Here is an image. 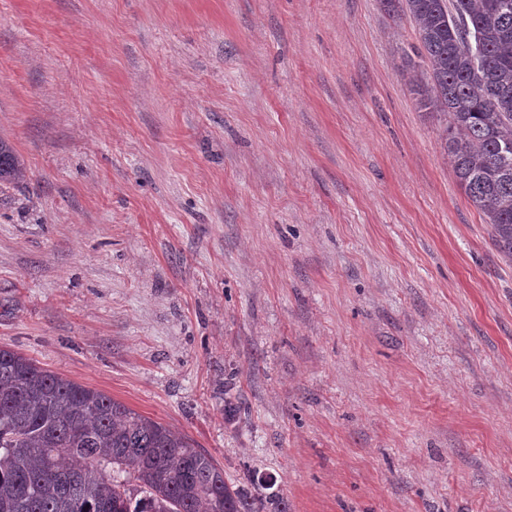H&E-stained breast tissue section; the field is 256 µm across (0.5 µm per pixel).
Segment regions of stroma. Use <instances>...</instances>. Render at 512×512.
<instances>
[{"label": "stroma", "mask_w": 512, "mask_h": 512, "mask_svg": "<svg viewBox=\"0 0 512 512\" xmlns=\"http://www.w3.org/2000/svg\"><path fill=\"white\" fill-rule=\"evenodd\" d=\"M379 0H0V347L288 512H512V262ZM27 179V169L13 146L7 140L0 138V184L19 187L25 184Z\"/></svg>", "instance_id": "35a3bbf8"}]
</instances>
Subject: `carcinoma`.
Segmentation results:
<instances>
[{"label":"carcinoma","instance_id":"1","mask_svg":"<svg viewBox=\"0 0 512 512\" xmlns=\"http://www.w3.org/2000/svg\"><path fill=\"white\" fill-rule=\"evenodd\" d=\"M416 24L419 103L448 116L460 187L512 261V0H380ZM27 169L0 138V184ZM0 512H288L250 497L184 435L0 348Z\"/></svg>","mask_w":512,"mask_h":512}]
</instances>
